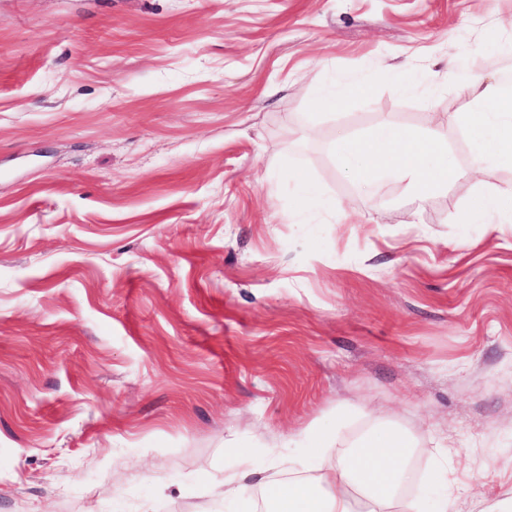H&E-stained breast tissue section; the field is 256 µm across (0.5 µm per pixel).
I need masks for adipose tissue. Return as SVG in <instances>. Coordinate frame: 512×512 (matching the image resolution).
Here are the masks:
<instances>
[{"label":"adipose tissue","mask_w":512,"mask_h":512,"mask_svg":"<svg viewBox=\"0 0 512 512\" xmlns=\"http://www.w3.org/2000/svg\"><path fill=\"white\" fill-rule=\"evenodd\" d=\"M456 87L469 105L456 119L468 137L472 170L512 167V90L477 71ZM336 151L345 170L363 186L394 174L402 179L405 193L421 201L447 189L458 174L457 160L436 125L423 134L385 120L370 136L341 137ZM491 218L512 223V190L477 195L459 221L484 224ZM413 448L407 435L378 431L361 437L347 460L335 462L331 446L317 444L314 453L322 462L317 483L270 485V512H383L393 501L399 512H419L416 502L399 495Z\"/></svg>","instance_id":"1"}]
</instances>
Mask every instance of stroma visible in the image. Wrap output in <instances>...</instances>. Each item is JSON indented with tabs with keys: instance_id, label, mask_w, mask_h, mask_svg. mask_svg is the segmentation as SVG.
I'll list each match as a JSON object with an SVG mask.
<instances>
[{
	"instance_id": "stroma-1",
	"label": "stroma",
	"mask_w": 512,
	"mask_h": 512,
	"mask_svg": "<svg viewBox=\"0 0 512 512\" xmlns=\"http://www.w3.org/2000/svg\"><path fill=\"white\" fill-rule=\"evenodd\" d=\"M512 0H0V512H258L237 451L312 477L414 437L403 496L512 495V226L461 224L449 63L512 72ZM411 87L395 88V73ZM361 82L336 110L339 82ZM438 120L460 167L419 204L334 151ZM305 172L343 212H296ZM270 468L262 477L283 479ZM238 456L244 469L240 472L224 476L222 496L243 497L249 490V483L246 482L247 471L254 469L253 472L261 473V470L251 467V452L245 448L238 449Z\"/></svg>"
}]
</instances>
